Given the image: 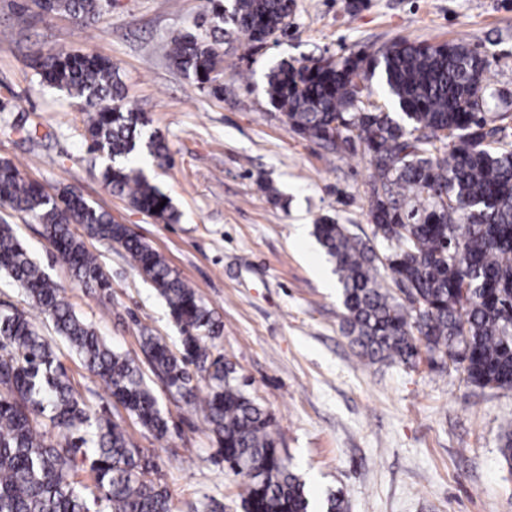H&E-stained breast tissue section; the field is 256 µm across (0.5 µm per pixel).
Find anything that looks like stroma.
Returning <instances> with one entry per match:
<instances>
[{"label": "stroma", "mask_w": 512, "mask_h": 512, "mask_svg": "<svg viewBox=\"0 0 512 512\" xmlns=\"http://www.w3.org/2000/svg\"><path fill=\"white\" fill-rule=\"evenodd\" d=\"M14 4L0 0V159L47 189L80 192L197 291L224 324L214 353L270 416L279 453L313 499L341 493L346 512H512V468L500 453L512 390L467 385L425 351L411 365L357 357L339 290L318 275L333 265L316 239L300 246L294 227L329 216L370 238L368 156L357 141L334 154L300 139L266 94L268 73L285 61L372 53L400 38L454 40L490 62L485 112L512 113V0H295L287 31L260 50L243 36L224 37L219 97L159 50L194 30L206 0H112L106 21L90 28L66 15L22 23ZM47 48L112 59L126 105L168 143L170 164L144 172L179 222H156L106 189L107 159L87 149L85 114L64 92L39 85L29 66ZM15 124L37 133L26 138ZM1 220L75 311L140 366L168 421L161 437L112 400L51 323L42 325L74 387L152 456L171 512H245V477L224 465L203 412L170 393L142 352L144 332L175 349L180 331L125 251L86 238L112 284L100 294L54 257L41 224L5 204Z\"/></svg>", "instance_id": "stroma-1"}]
</instances>
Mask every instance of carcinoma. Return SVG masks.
Wrapping results in <instances>:
<instances>
[{
    "label": "carcinoma",
    "mask_w": 512,
    "mask_h": 512,
    "mask_svg": "<svg viewBox=\"0 0 512 512\" xmlns=\"http://www.w3.org/2000/svg\"><path fill=\"white\" fill-rule=\"evenodd\" d=\"M16 7L21 15H67L86 28L106 13L105 0H21ZM293 11L294 0H234L229 13L223 0H210L200 31L177 36L165 55L218 93L212 72L223 62L217 45L224 24L232 22L250 47L260 48L288 28ZM365 62L382 69L383 92L402 121L365 107L355 81ZM29 66L40 83L80 100L87 149L109 160L101 177L112 194L165 224L176 222L172 203L139 166L144 149L158 164L168 162L165 138L157 131L145 135L144 114L124 105L112 60L49 49ZM487 68V59L466 44L400 39L378 58L358 52L326 64L284 62L267 75V95L301 139L338 152L356 138L369 157V215L382 249L331 218L313 229L333 264L346 333L359 357L411 364L423 345L468 383L512 389V114H499L494 125L475 108L473 99L488 90ZM0 203L42 224L56 256L88 290L105 292L111 283L70 225L122 247L181 331L178 351L147 333L143 352L170 391L186 406L202 408L224 462L247 477L246 512H309L308 491L278 454L270 419L208 345L221 335V321L165 258L80 193L50 192L2 159ZM0 272L104 381L112 399L143 428L167 432L135 360L112 350L76 314L5 222ZM386 278L399 295L383 284ZM154 471L120 425L73 387L31 316L0 302V512H169L166 488L150 478ZM81 472L88 481L78 479Z\"/></svg>",
    "instance_id": "1"
}]
</instances>
